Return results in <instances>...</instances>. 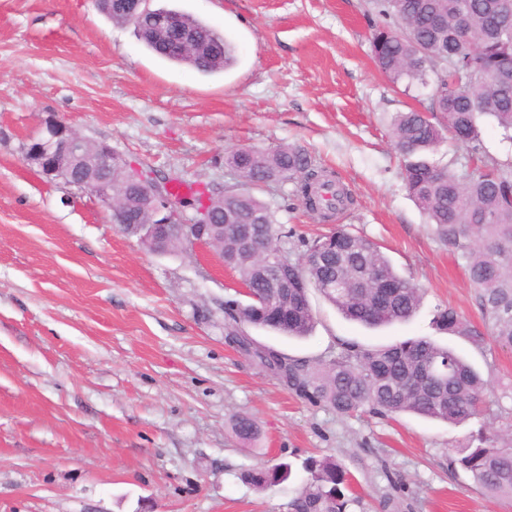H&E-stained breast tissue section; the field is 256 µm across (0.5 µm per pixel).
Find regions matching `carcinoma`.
Wrapping results in <instances>:
<instances>
[{
    "label": "carcinoma",
    "instance_id": "1",
    "mask_svg": "<svg viewBox=\"0 0 512 512\" xmlns=\"http://www.w3.org/2000/svg\"><path fill=\"white\" fill-rule=\"evenodd\" d=\"M382 21L373 25L371 45L378 71L393 85H430L428 111L398 112L392 120L393 143L403 161L407 190L427 215L437 238L463 261L476 288L477 307L495 343L512 347V166L484 150L480 120L490 118L512 132V0H375ZM117 24L134 27L139 39L160 57L186 64L202 75L232 66L235 48L210 26L181 13V22L210 47L207 53L182 55L151 37L154 18L135 22L111 13ZM402 24L397 34L387 20ZM469 37L462 38L461 31ZM451 138L468 148L480 163L473 171L430 159ZM225 163L252 188L294 181L307 203L309 193L331 194L319 212L335 215L353 204L348 190L318 169L312 157L293 145L267 150L239 148ZM224 264L250 288L242 304L226 302L225 339L237 343L245 327L262 328L288 338L309 336L315 325L308 287L348 320L368 327L401 323L419 309L424 291L400 275L380 246L371 239L338 228L304 244L291 258L288 233L275 224L270 208L249 192L224 191ZM252 239L266 245L267 257L283 256L281 276L288 287L267 288L261 258L246 247L240 224ZM437 329L453 336L484 340L450 307L434 316ZM282 384L296 396L323 403L340 416L369 413L393 417L410 413L452 424L480 414L490 398L483 379L453 349L425 339H409L380 347L342 343L336 354L312 362L279 353ZM232 430L246 442L256 440V420L239 416ZM448 456L449 467L469 474L473 484L493 495L512 497V436L490 430ZM308 476L288 504L289 512H352L361 498L346 494L351 475L331 457L312 459ZM287 463L261 466L247 473L257 488L288 480Z\"/></svg>",
    "mask_w": 512,
    "mask_h": 512
}]
</instances>
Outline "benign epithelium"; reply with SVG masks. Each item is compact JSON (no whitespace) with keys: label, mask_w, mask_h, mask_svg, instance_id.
Instances as JSON below:
<instances>
[{"label":"benign epithelium","mask_w":512,"mask_h":512,"mask_svg":"<svg viewBox=\"0 0 512 512\" xmlns=\"http://www.w3.org/2000/svg\"><path fill=\"white\" fill-rule=\"evenodd\" d=\"M100 5L114 11H124L140 20L151 14L150 0H100ZM165 38L175 44L177 51L199 53L203 45L197 35L182 23L170 19L160 26ZM90 139L54 114L43 120L40 133L23 146L25 160L49 179H61L89 191L112 211L113 223L120 226L133 224L130 216L140 210L153 212L155 223L137 225L136 238L147 250H153L162 228L166 224H183L185 246L215 249L213 229H224V210L209 207V193L201 194L199 212L203 219L187 221L179 204L167 190L148 181L130 180L120 186L112 182V166L122 168L128 162L105 141L95 142L93 151L85 150Z\"/></svg>","instance_id":"obj_1"}]
</instances>
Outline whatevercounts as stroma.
I'll use <instances>...</instances> for the list:
<instances>
[{
    "label": "stroma",
    "instance_id": "stroma-1",
    "mask_svg": "<svg viewBox=\"0 0 512 512\" xmlns=\"http://www.w3.org/2000/svg\"><path fill=\"white\" fill-rule=\"evenodd\" d=\"M232 40L237 64L203 76L153 55L96 0H0V512H288L307 458L342 461L363 512H512L448 454L512 424V349L433 323L451 307L482 327L476 290L409 196L390 122L428 108L371 51L374 0H152ZM190 192L232 188L227 151L291 144L353 195L327 222L293 182L259 197L292 256L336 227L382 245L424 289L409 321L367 329L310 291L316 324L255 341L310 361L338 343L427 338L453 347L500 394L460 424L403 414L342 417L288 391L224 340L233 274L201 249L158 255L89 193L30 167L23 145L48 114ZM240 416L260 424L238 439ZM289 462L296 478L259 489L246 474Z\"/></svg>",
    "mask_w": 512,
    "mask_h": 512
}]
</instances>
